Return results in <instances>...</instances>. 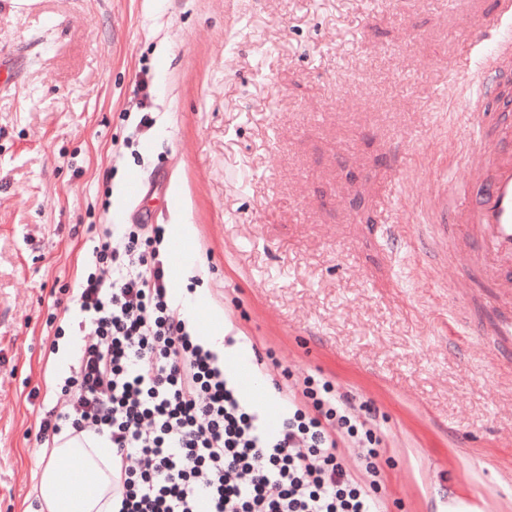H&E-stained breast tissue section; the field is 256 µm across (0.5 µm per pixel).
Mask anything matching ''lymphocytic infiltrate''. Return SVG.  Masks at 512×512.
Masks as SVG:
<instances>
[{"instance_id":"1","label":"lymphocytic infiltrate","mask_w":512,"mask_h":512,"mask_svg":"<svg viewBox=\"0 0 512 512\" xmlns=\"http://www.w3.org/2000/svg\"><path fill=\"white\" fill-rule=\"evenodd\" d=\"M103 227L72 300L82 315L75 365L36 434L103 439L112 512H382L377 410L311 376L280 390L275 432L239 394L221 355L195 342L170 295L160 227ZM361 448L364 472L340 453Z\"/></svg>"}]
</instances>
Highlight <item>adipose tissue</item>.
<instances>
[{
    "instance_id": "ef3b65f1",
    "label": "adipose tissue",
    "mask_w": 512,
    "mask_h": 512,
    "mask_svg": "<svg viewBox=\"0 0 512 512\" xmlns=\"http://www.w3.org/2000/svg\"><path fill=\"white\" fill-rule=\"evenodd\" d=\"M34 491L41 512H110L112 459L103 448L69 439L43 459Z\"/></svg>"
}]
</instances>
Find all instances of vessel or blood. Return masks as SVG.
I'll return each instance as SVG.
<instances>
[{"instance_id":"b4317fda","label":"vessel or blood","mask_w":512,"mask_h":512,"mask_svg":"<svg viewBox=\"0 0 512 512\" xmlns=\"http://www.w3.org/2000/svg\"><path fill=\"white\" fill-rule=\"evenodd\" d=\"M493 76L475 100L467 103L471 140L464 160L470 168L475 199L467 207L438 206L439 224L468 233L470 267L493 287L503 301H512V122L489 126L490 105L512 107V41L497 43L491 58ZM401 187L399 170H392L387 191L371 231L386 239L399 234L391 221V202Z\"/></svg>"}]
</instances>
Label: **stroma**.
<instances>
[{
    "label": "stroma",
    "mask_w": 512,
    "mask_h": 512,
    "mask_svg": "<svg viewBox=\"0 0 512 512\" xmlns=\"http://www.w3.org/2000/svg\"><path fill=\"white\" fill-rule=\"evenodd\" d=\"M476 25L466 0H0V512L37 502L40 408L74 362L81 314L55 337L50 292L91 265L116 182L151 178L158 224L177 201L196 228L163 255L208 271L170 294L223 311L268 430L272 380L322 375L377 409L387 512H512V305L413 229L436 173L469 178L462 105L512 29L452 65ZM394 163L388 244L364 226Z\"/></svg>",
    "instance_id": "obj_1"
}]
</instances>
